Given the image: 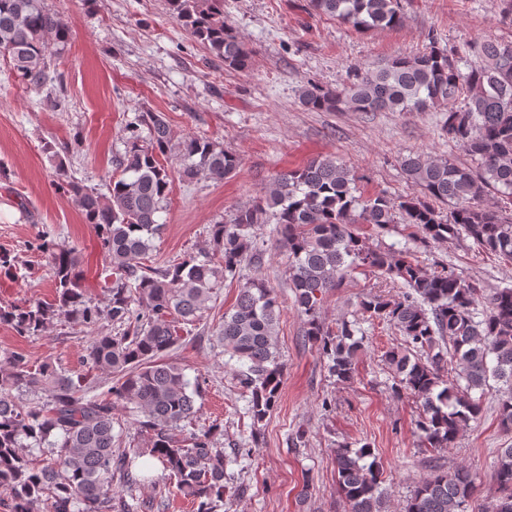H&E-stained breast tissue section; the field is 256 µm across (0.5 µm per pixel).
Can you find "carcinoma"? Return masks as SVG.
Returning a JSON list of instances; mask_svg holds the SVG:
<instances>
[{"label":"carcinoma","instance_id":"cac0c4a2","mask_svg":"<svg viewBox=\"0 0 512 512\" xmlns=\"http://www.w3.org/2000/svg\"><path fill=\"white\" fill-rule=\"evenodd\" d=\"M168 4L173 17L225 68H251V51L224 25V0ZM310 6L358 31L395 28L402 19L400 0H310ZM69 40V30L41 0H0V55L28 85L46 83L49 45L63 49ZM477 53L482 64L464 73L434 40L427 52L354 73L341 89L306 83L298 91L300 104L316 112H443L448 142L473 156L478 168L409 155L402 167L420 190L415 197L362 198L352 169L332 157H315L276 175L263 196L210 225V252L157 267L149 258L171 184L160 158L179 155L183 180L221 182L236 173V154L205 135L176 143L163 114L147 111L128 125L125 151L117 160L121 176L110 180L108 193L71 179L58 182L98 232L114 275L105 287L106 303L87 298L73 250L45 232L34 247L51 258L55 299L35 307L0 305V324L20 336H40L56 320L84 327L108 322L117 334L91 337L88 368L74 376L49 362L32 365L22 353H3L0 488L10 496L11 512L168 508L162 494L141 504L126 499L148 477L136 470L142 452L121 447L122 432H114L112 411L118 403L135 416L149 455L195 512H215L234 488L218 446L223 433L215 424L190 434L185 444L174 438L173 430L197 412L201 382L189 380L184 367L165 357L209 309L220 280L261 261L262 251L254 245L260 224L273 225L288 253L289 287L304 317V340L329 360L331 376L340 382L354 378L363 341L356 337L355 322L343 320L334 330L325 326L321 301L341 286L348 269L368 267L407 288L397 299L370 293L359 306L367 319L387 321L405 337V346L387 351L385 359L396 372L392 391L420 402L417 428L425 445H455L463 427L482 412L471 392L484 390L491 377L503 384L499 425L512 432V288L492 291L480 310L475 284L444 266L429 270L401 253L373 247L353 229L372 224L387 231L399 216L425 247L464 234L483 251L512 261V216L483 205L490 192L512 197V41H486ZM445 206L450 207L446 214ZM282 312L277 292L254 278L239 289L216 331L224 352L247 364L239 383L250 394L256 431L279 398ZM449 358L456 363L454 382L443 379ZM100 372L109 373L113 385L98 393ZM371 456L366 444L355 451L336 449L338 490L347 512H382V470L374 460L365 462ZM491 478L497 496L489 512H512V447L498 450ZM476 488V477L463 467L437 469L416 486L405 512H468Z\"/></svg>","mask_w":512,"mask_h":512}]
</instances>
